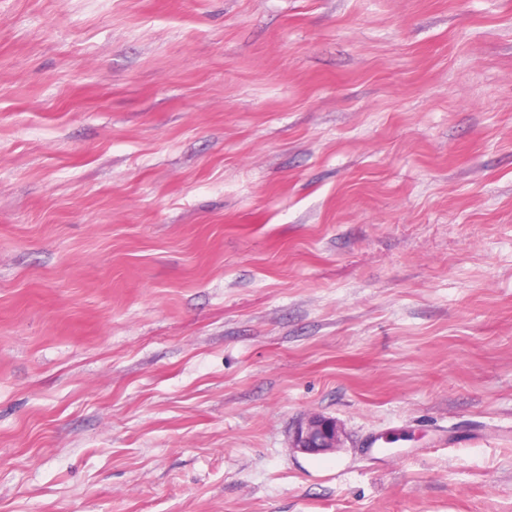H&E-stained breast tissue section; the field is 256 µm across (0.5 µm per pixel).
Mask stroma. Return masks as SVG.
<instances>
[{"label": "stroma", "mask_w": 512, "mask_h": 512, "mask_svg": "<svg viewBox=\"0 0 512 512\" xmlns=\"http://www.w3.org/2000/svg\"><path fill=\"white\" fill-rule=\"evenodd\" d=\"M0 512H512V0H0ZM340 441L336 422L322 416H313L299 422L292 434L293 448L309 454L333 451Z\"/></svg>", "instance_id": "35a3bbf8"}]
</instances>
